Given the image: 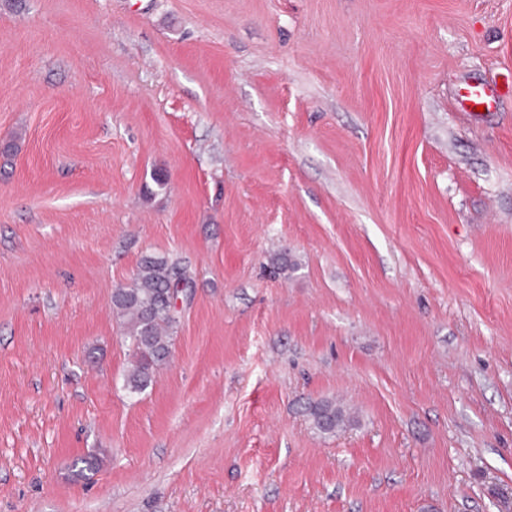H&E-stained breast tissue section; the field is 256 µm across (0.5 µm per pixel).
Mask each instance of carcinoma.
<instances>
[{"instance_id":"obj_1","label":"carcinoma","mask_w":512,"mask_h":512,"mask_svg":"<svg viewBox=\"0 0 512 512\" xmlns=\"http://www.w3.org/2000/svg\"><path fill=\"white\" fill-rule=\"evenodd\" d=\"M183 278L181 268L167 258L145 256L132 285L112 293V310L123 319L135 358L124 379V386L133 394L146 391L157 368L170 357L178 323L171 309L170 288ZM307 413L314 428L327 435L351 420L350 413L333 400L313 403Z\"/></svg>"}]
</instances>
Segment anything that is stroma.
I'll return each instance as SVG.
<instances>
[{
    "label": "stroma",
    "instance_id": "1",
    "mask_svg": "<svg viewBox=\"0 0 512 512\" xmlns=\"http://www.w3.org/2000/svg\"><path fill=\"white\" fill-rule=\"evenodd\" d=\"M510 78L512 0H0V512H512ZM186 279L175 263L165 257L145 256L131 286L112 293V310L122 319L133 357L131 370L124 379L130 393L146 391L155 372L171 354L173 333L178 320L172 313L170 288ZM185 289V283H179ZM314 428L322 434H335L351 420L350 413L333 400H321L307 408Z\"/></svg>",
    "mask_w": 512,
    "mask_h": 512
}]
</instances>
